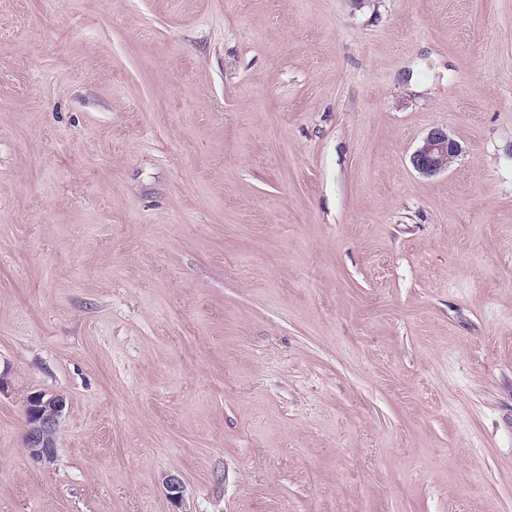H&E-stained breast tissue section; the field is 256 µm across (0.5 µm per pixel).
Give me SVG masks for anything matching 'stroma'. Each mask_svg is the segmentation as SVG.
I'll return each instance as SVG.
<instances>
[{
	"label": "stroma",
	"mask_w": 512,
	"mask_h": 512,
	"mask_svg": "<svg viewBox=\"0 0 512 512\" xmlns=\"http://www.w3.org/2000/svg\"><path fill=\"white\" fill-rule=\"evenodd\" d=\"M4 368L0 512H512V0H0ZM460 152L459 144L446 130L434 128L412 154L411 163L419 173L433 176L447 171ZM23 408V448L32 462L50 465L56 457V434L66 409V398L60 393L30 392Z\"/></svg>",
	"instance_id": "stroma-1"
}]
</instances>
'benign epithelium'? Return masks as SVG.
<instances>
[{
	"instance_id": "obj_1",
	"label": "benign epithelium",
	"mask_w": 512,
	"mask_h": 512,
	"mask_svg": "<svg viewBox=\"0 0 512 512\" xmlns=\"http://www.w3.org/2000/svg\"><path fill=\"white\" fill-rule=\"evenodd\" d=\"M460 152L459 144L446 130L434 128L412 154L411 163L419 173L433 176L448 170ZM65 409L66 398L60 393L36 391L26 395L22 445L32 462L50 465L55 461L56 434ZM164 485L172 503L180 505L184 498L182 480L176 475H168Z\"/></svg>"
}]
</instances>
